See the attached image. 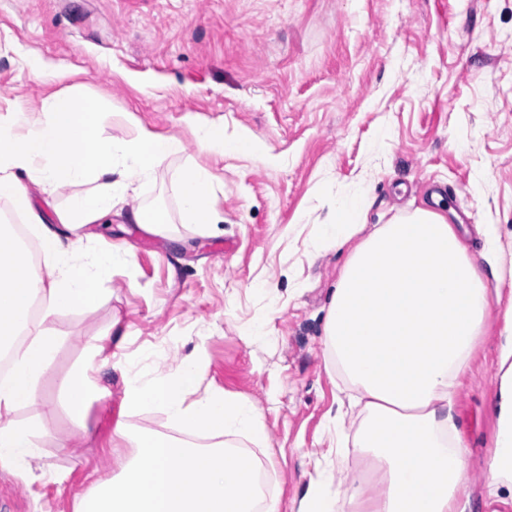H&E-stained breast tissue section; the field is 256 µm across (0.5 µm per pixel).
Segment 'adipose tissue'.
Returning <instances> with one entry per match:
<instances>
[{"label": "adipose tissue", "mask_w": 512, "mask_h": 512, "mask_svg": "<svg viewBox=\"0 0 512 512\" xmlns=\"http://www.w3.org/2000/svg\"><path fill=\"white\" fill-rule=\"evenodd\" d=\"M99 103L70 91L46 96L38 118L17 111L0 125V200L32 211L27 186L54 193L65 184L95 183L94 191L71 197L56 210V225L38 224L42 268H34L13 234L0 228V350L11 349L8 372L0 373V470L33 477L40 455L36 427L14 421L26 406L52 414L65 408L74 435L90 437L91 399L106 395L91 373L108 366L113 336L87 343L88 363L63 373V404L46 400L39 384L53 363L59 337L41 323L58 310L94 309L98 282L130 266L124 246L93 250L78 231L127 211L144 231L161 234L165 214L132 207L139 188L167 159L180 155L182 141L140 128L130 139L103 136ZM200 151L260 155L259 144L226 138L223 126L191 125ZM210 172L186 164L176 196L183 223L204 231L215 217L208 198ZM363 195L346 197L326 238L349 256L331 293L325 321V357L351 389L349 412L358 424L353 453L341 464L351 470L344 500L327 481L309 483L296 512H465L459 500L470 474V453L454 416V397L471 356L485 334L491 287H504L506 270L496 262V240L488 238L485 279L454 225L441 213L419 209L371 233L361 221ZM502 308L498 348L497 430L486 462L489 498L512 500V292L495 299ZM123 407L138 413L162 410L183 438L157 432L131 433L117 421L112 437L128 442L131 455L120 470L96 480L76 512H279V502L259 500L251 457L235 452L237 438L262 441L261 413L224 392L199 393V367L188 358L157 375L122 368Z\"/></svg>", "instance_id": "1"}]
</instances>
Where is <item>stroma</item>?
<instances>
[{
	"label": "stroma",
	"mask_w": 512,
	"mask_h": 512,
	"mask_svg": "<svg viewBox=\"0 0 512 512\" xmlns=\"http://www.w3.org/2000/svg\"><path fill=\"white\" fill-rule=\"evenodd\" d=\"M37 58L65 72L34 79ZM77 87L102 101L103 134L138 128L180 138L142 186L138 205L167 212L154 235L126 215L90 224L92 248L122 244L134 264L100 285L94 310L64 309L44 326L60 336L40 393L60 400L58 377L83 363L89 338L119 321L117 358L147 374L198 355L201 391L254 404L266 439L257 460L280 512H294L310 480L344 495L350 474L325 453L351 419L329 429L340 380L325 363L330 293L347 258L321 234L339 203L365 192L367 226L433 208L426 189L469 228L468 249L497 229L512 262V0H0V124L17 107ZM256 136L269 163L200 152L188 117ZM209 169L218 228L182 223L176 183L185 161ZM486 334L455 395L471 451L470 512H512L486 494L485 462L496 417L498 332ZM110 396L90 403V439L72 437L65 409L38 417L43 479L0 471V512H75L92 483L130 455L113 444L125 419L136 431H182L157 410L124 415L119 371L100 370Z\"/></svg>",
	"instance_id": "stroma-1"
}]
</instances>
